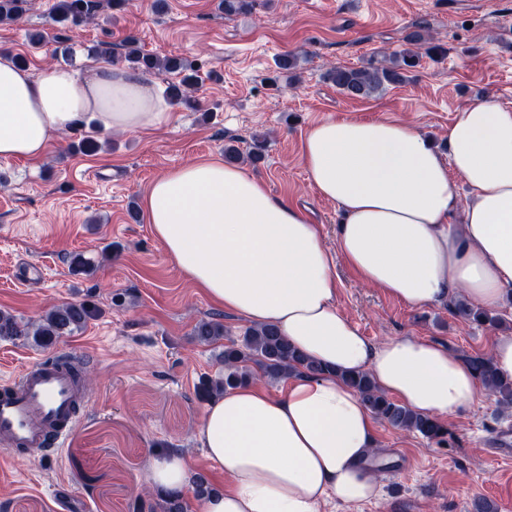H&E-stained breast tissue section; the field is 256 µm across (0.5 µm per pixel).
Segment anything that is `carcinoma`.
Here are the masks:
<instances>
[{
    "instance_id": "carcinoma-1",
    "label": "carcinoma",
    "mask_w": 512,
    "mask_h": 512,
    "mask_svg": "<svg viewBox=\"0 0 512 512\" xmlns=\"http://www.w3.org/2000/svg\"><path fill=\"white\" fill-rule=\"evenodd\" d=\"M27 5L28 0H0V23L19 20L26 13ZM101 8L102 0H56L51 14L58 24L78 26L94 20ZM406 44L408 47L392 52L381 62L370 60L359 68L333 66L327 71L326 79L346 96L367 98L406 82L408 73L420 66L423 58L435 59L446 52V48L433 36L421 31L409 34ZM123 62L132 71L144 75H179V81L167 84L166 98L177 105L198 108V102L192 96L198 85L197 69L192 62L174 55L161 57L143 53L132 37L128 39ZM95 312L96 309L87 302H70L52 308L36 322H22L14 315L0 311V338L17 340L31 337L41 346H51L60 337L84 327ZM453 312L479 324L498 325L503 322L502 318L490 315L465 300L456 301ZM194 336L203 343L225 339L224 350L220 353L224 374L202 380L198 387V396L202 400L256 377L281 382L293 374L319 376L326 373L320 363L298 353L271 325L251 326L235 339L230 337L223 323L212 318L202 319L194 328ZM465 361L475 371L482 388L496 398L499 406L511 408L512 378L498 371L490 354L467 356ZM340 378L358 392L378 420L394 428L417 433L431 442L441 444L446 441L448 429L441 419L414 412L397 403L376 387L369 373L344 371ZM158 508L160 512H188L184 498L175 494L161 496Z\"/></svg>"
}]
</instances>
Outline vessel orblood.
<instances>
[{"label": "vessel or blood", "mask_w": 512, "mask_h": 512, "mask_svg": "<svg viewBox=\"0 0 512 512\" xmlns=\"http://www.w3.org/2000/svg\"><path fill=\"white\" fill-rule=\"evenodd\" d=\"M77 362L44 359L0 383V449L16 461L26 448L62 447L81 403Z\"/></svg>", "instance_id": "b4317fda"}]
</instances>
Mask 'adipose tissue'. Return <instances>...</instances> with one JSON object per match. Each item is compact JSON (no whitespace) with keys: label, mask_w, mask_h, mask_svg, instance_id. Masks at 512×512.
<instances>
[{"label":"adipose tissue","mask_w":512,"mask_h":512,"mask_svg":"<svg viewBox=\"0 0 512 512\" xmlns=\"http://www.w3.org/2000/svg\"><path fill=\"white\" fill-rule=\"evenodd\" d=\"M169 117L143 78L96 66L91 76L41 75L0 53V159L41 160L56 135L82 123L103 134L147 131ZM447 153L415 125L329 118L309 128L310 185L341 220L328 250L317 225L238 165L202 159L155 179L142 200L167 257L225 313L275 326L328 374L289 378L274 394L246 384L210 400L196 438L229 480L199 512H321L327 501L379 495L365 463L375 417L339 377L366 371L385 393L438 418L473 404L475 372L446 347L415 337L377 344L337 305L336 259L413 308L456 294L483 309L512 304V107L460 106ZM191 467L154 460L153 487L186 492Z\"/></svg>","instance_id":"obj_1"}]
</instances>
